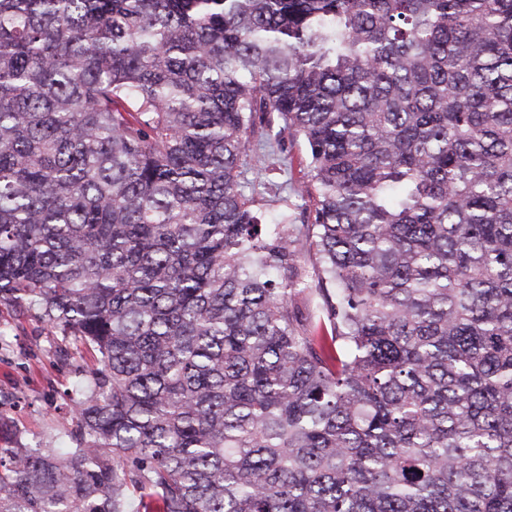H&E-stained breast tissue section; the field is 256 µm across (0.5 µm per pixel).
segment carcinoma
Masks as SVG:
<instances>
[{"instance_id": "obj_1", "label": "carcinoma", "mask_w": 512, "mask_h": 512, "mask_svg": "<svg viewBox=\"0 0 512 512\" xmlns=\"http://www.w3.org/2000/svg\"><path fill=\"white\" fill-rule=\"evenodd\" d=\"M2 306L93 364L0 512H512V0H0ZM248 165L244 178L257 186L256 199L260 210L272 218L284 206L288 198L290 203L299 207L295 209L297 221L295 224H307L301 213L303 201L295 195L294 189L307 180L309 175L308 151L302 141L286 142L283 153L274 148L259 146L251 143L248 151ZM285 164V165H284ZM276 168L268 171L267 169Z\"/></svg>"}]
</instances>
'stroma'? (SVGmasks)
I'll return each mask as SVG.
<instances>
[{
	"mask_svg": "<svg viewBox=\"0 0 512 512\" xmlns=\"http://www.w3.org/2000/svg\"><path fill=\"white\" fill-rule=\"evenodd\" d=\"M308 174L303 142L287 143L281 152L249 146L244 178L256 183L259 208L267 216H274L285 201L295 200V190ZM0 323L9 327L0 341V412L23 447H60L73 426L70 396L91 361L74 349L68 362H60V336L34 318L18 320L0 307Z\"/></svg>",
	"mask_w": 512,
	"mask_h": 512,
	"instance_id": "obj_1",
	"label": "stroma"
}]
</instances>
